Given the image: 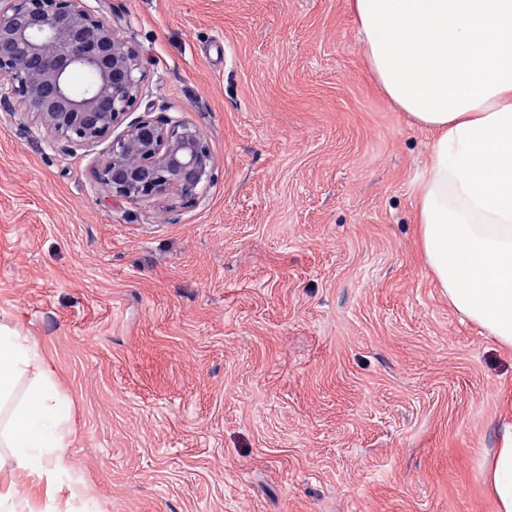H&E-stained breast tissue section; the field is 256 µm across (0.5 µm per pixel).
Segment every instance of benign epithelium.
<instances>
[{
  "instance_id": "benign-epithelium-1",
  "label": "benign epithelium",
  "mask_w": 512,
  "mask_h": 512,
  "mask_svg": "<svg viewBox=\"0 0 512 512\" xmlns=\"http://www.w3.org/2000/svg\"><path fill=\"white\" fill-rule=\"evenodd\" d=\"M94 80L71 89L76 72ZM132 44L88 0H0V106L22 107L37 129L73 149H106L95 177L105 191L144 201L171 190L194 202L214 181L203 135L176 115L131 118L145 95Z\"/></svg>"
}]
</instances>
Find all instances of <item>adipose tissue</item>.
<instances>
[{
	"label": "adipose tissue",
	"instance_id": "obj_1",
	"mask_svg": "<svg viewBox=\"0 0 512 512\" xmlns=\"http://www.w3.org/2000/svg\"><path fill=\"white\" fill-rule=\"evenodd\" d=\"M380 87L433 131L418 188L426 266L449 305L512 349V0H351ZM29 337L0 326V512L86 503L70 477V404ZM43 486L36 508L16 484ZM496 512H512V419L483 461Z\"/></svg>",
	"mask_w": 512,
	"mask_h": 512
}]
</instances>
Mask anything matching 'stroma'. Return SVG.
<instances>
[{
    "instance_id": "stroma-1",
    "label": "stroma",
    "mask_w": 512,
    "mask_h": 512,
    "mask_svg": "<svg viewBox=\"0 0 512 512\" xmlns=\"http://www.w3.org/2000/svg\"><path fill=\"white\" fill-rule=\"evenodd\" d=\"M216 181L129 201L0 108V324L71 405L91 512H495L512 350L425 266L432 133L349 0H93Z\"/></svg>"
}]
</instances>
